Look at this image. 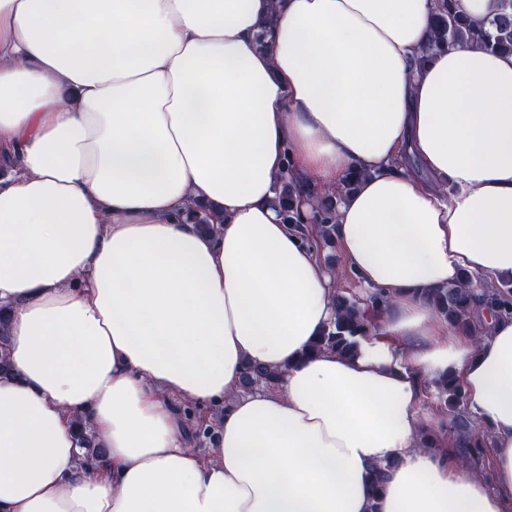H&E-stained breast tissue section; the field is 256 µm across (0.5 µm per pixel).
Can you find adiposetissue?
Wrapping results in <instances>:
<instances>
[{
    "mask_svg": "<svg viewBox=\"0 0 512 512\" xmlns=\"http://www.w3.org/2000/svg\"><path fill=\"white\" fill-rule=\"evenodd\" d=\"M437 5L0 0V512H512V316L477 340L428 301L512 276V55L420 61ZM353 172L336 241L391 301L315 354L336 278L276 188ZM449 375L492 484L424 410ZM182 401L223 405L212 448ZM281 373L276 370L265 369L262 367H258L255 365H246L243 373V382L242 387L247 391L267 388L265 385H246L249 383H257V382H266V383H275L279 380ZM76 442L79 449L84 450L81 457L85 463L102 462L105 456V448L88 433L86 421L78 418L75 420ZM491 436L488 432H478L472 435L465 446V451L459 455V461L462 465L471 466L474 464L476 457L483 451V448L487 447ZM472 470L484 479L489 485L491 483V471H490V458L489 449L485 448L484 454L477 461Z\"/></svg>",
    "mask_w": 512,
    "mask_h": 512,
    "instance_id": "obj_1",
    "label": "adipose tissue"
}]
</instances>
